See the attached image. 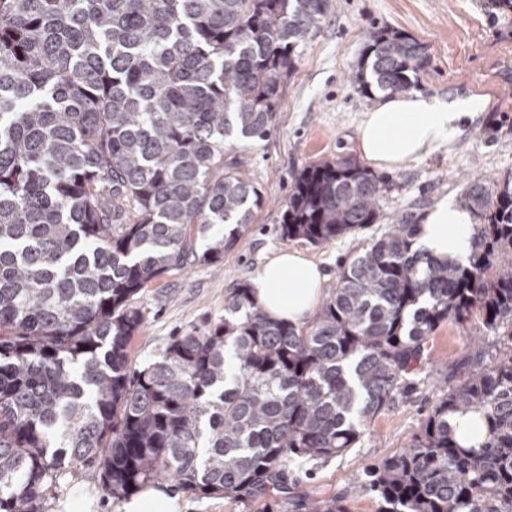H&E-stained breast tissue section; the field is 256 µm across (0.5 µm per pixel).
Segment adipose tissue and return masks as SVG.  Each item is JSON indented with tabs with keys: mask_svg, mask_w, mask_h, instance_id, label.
I'll return each instance as SVG.
<instances>
[{
	"mask_svg": "<svg viewBox=\"0 0 512 512\" xmlns=\"http://www.w3.org/2000/svg\"><path fill=\"white\" fill-rule=\"evenodd\" d=\"M474 109L469 99L445 102L419 94L383 100L363 114L357 128L359 150L377 165H398L452 143L460 120ZM478 231L471 212L445 197L425 211L416 241L432 257L462 262ZM325 281L318 264L304 254L280 250L254 272L252 297L271 320L299 325L320 304Z\"/></svg>",
	"mask_w": 512,
	"mask_h": 512,
	"instance_id": "adipose-tissue-1",
	"label": "adipose tissue"
}]
</instances>
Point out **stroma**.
Returning a JSON list of instances; mask_svg holds the SVG:
<instances>
[{
    "label": "stroma",
    "mask_w": 512,
    "mask_h": 512,
    "mask_svg": "<svg viewBox=\"0 0 512 512\" xmlns=\"http://www.w3.org/2000/svg\"><path fill=\"white\" fill-rule=\"evenodd\" d=\"M332 6L299 57L273 126L245 150L265 203L243 246L144 288L136 300L144 324L131 345L133 365L158 358L171 337L203 331L223 317L225 296L249 283L272 252L291 248L318 261L327 276L324 288L333 292L336 272L358 238L346 236L323 246L283 240L280 203L288 197L292 176L306 164L324 156H356L357 126L374 99L360 92L355 71L374 29L395 28L425 45L428 64L417 93L478 104L476 115L461 120L451 145L395 168L375 167V174L390 183L381 210L415 224L442 197L459 198L473 177L491 181L512 173V11L494 8L491 0H332ZM427 351L414 390L395 394L368 418L357 448L324 463L290 462L288 491L277 496L244 503L182 492V512H293L294 502L332 494L343 497L348 512H375L376 503L357 474L409 447L438 399L439 376L475 353L465 333L450 324L436 330ZM78 488L94 497L95 512H120V502L102 490L90 468L67 473L43 512H61L62 502Z\"/></svg>",
    "instance_id": "1"
}]
</instances>
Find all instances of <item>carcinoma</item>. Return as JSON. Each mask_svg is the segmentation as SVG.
<instances>
[{
    "instance_id": "cac0c4a2",
    "label": "carcinoma",
    "mask_w": 512,
    "mask_h": 512,
    "mask_svg": "<svg viewBox=\"0 0 512 512\" xmlns=\"http://www.w3.org/2000/svg\"><path fill=\"white\" fill-rule=\"evenodd\" d=\"M330 0H0V512H42L76 466L119 501L174 480L202 495L280 493L291 459L357 447L412 384L434 332L480 342L409 447L363 470L376 512H512V176L475 179L465 263L390 220L388 181L355 158L293 175L280 236L322 246L387 221L302 326L241 284L224 318L132 366L135 299L241 246L265 202L247 161ZM428 58L369 35L356 82L406 96ZM479 325L472 332L470 327ZM484 420L480 447L453 420ZM303 512H347L314 498Z\"/></svg>"
}]
</instances>
